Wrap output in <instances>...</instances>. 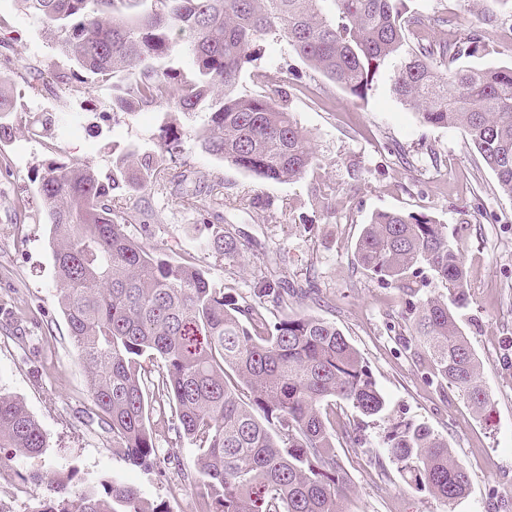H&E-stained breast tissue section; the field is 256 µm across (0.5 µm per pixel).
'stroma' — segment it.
Instances as JSON below:
<instances>
[{"mask_svg": "<svg viewBox=\"0 0 512 512\" xmlns=\"http://www.w3.org/2000/svg\"><path fill=\"white\" fill-rule=\"evenodd\" d=\"M484 6L501 22L484 32L483 61L512 66V14L499 0ZM407 9L447 14L459 37L479 25L463 0H408ZM66 66L43 23L19 0H0V76L19 107L11 116L13 139L0 142V393L22 401L47 439L36 457L0 449V465L9 468L0 500L12 512H29L33 492L23 475L74 468L78 489L109 476L137 486L150 505L195 512L196 496L180 477L195 456L188 441L158 436L156 463L145 470L113 451L111 433L97 423L87 371L59 305L52 232L35 182L52 160L106 168L113 143H149L163 115L142 109L112 125L100 115L110 86H43L47 71ZM277 67L286 74L278 100L309 133L336 188L334 214L326 215L312 178L264 181L202 152L198 113L181 119L183 151L175 166L223 179L224 228L246 243L244 260L203 248L210 229L194 214L171 209L153 186L128 193L127 233L169 258L195 257L216 287L240 299L249 298L267 258L276 255L285 260L289 285L315 288L314 298L269 308L268 318L313 314L334 322L386 401L371 418L340 408L361 438L357 445L336 442V461L351 480L349 512H512V199L496 191L494 174L460 129L423 125L396 99L388 71L376 75L361 101L291 53L286 41L269 40L243 70L240 91H254V73ZM253 195L270 199L272 208L238 210L239 198ZM379 211L428 215L458 245L469 294L459 326L483 367L485 410L475 411L455 389L437 391L427 359L399 324L402 289L358 266L356 242ZM402 420L447 440L470 475L462 497L446 504L403 479L383 449L388 428Z\"/></svg>", "mask_w": 512, "mask_h": 512, "instance_id": "35a3bbf8", "label": "stroma"}]
</instances>
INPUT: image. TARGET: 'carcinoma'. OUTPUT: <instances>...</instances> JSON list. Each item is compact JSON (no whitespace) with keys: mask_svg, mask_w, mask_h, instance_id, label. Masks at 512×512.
Instances as JSON below:
<instances>
[{"mask_svg":"<svg viewBox=\"0 0 512 512\" xmlns=\"http://www.w3.org/2000/svg\"><path fill=\"white\" fill-rule=\"evenodd\" d=\"M54 35L70 63L54 78L108 84L112 123L137 109L164 113L154 147L112 145L106 171L51 162L39 176L54 240L59 303L80 350L88 391L113 448L133 465L156 458L157 425L196 448L182 480L197 490V512H348L351 484L336 462L342 401L365 416L385 399L357 350L335 324L315 315L267 319L292 292L276 270L253 282V301L214 285L194 262L176 261L125 232L123 191L167 190L173 204L223 219L224 183L202 171H175L182 151L172 115L205 105L196 133L202 151L264 180L318 181L323 209L336 188L325 182L308 133L275 96L284 72L257 75L258 90L237 93L245 64L267 37L364 100L378 72L392 67L395 97L432 127L460 129L512 198V66L460 63L486 51L478 31L448 40L450 20L407 12L406 0H20ZM191 58L186 74L170 65ZM16 102L0 81V141L12 138ZM206 248L235 260L241 238L219 227ZM358 264L393 284L410 282L401 321L414 332L440 389L456 388L478 412L488 404L483 369L455 309L468 300L459 249L446 227L423 214L378 212L356 245ZM437 281L446 294L427 291ZM164 369L152 375L146 361ZM46 436L22 402L0 394V448L35 457ZM385 452L418 489L448 502L470 486L448 441L428 427L398 421ZM76 470L33 471L31 512H166L113 478L77 492Z\"/></svg>","mask_w":512,"mask_h":512,"instance_id":"obj_1","label":"carcinoma"}]
</instances>
